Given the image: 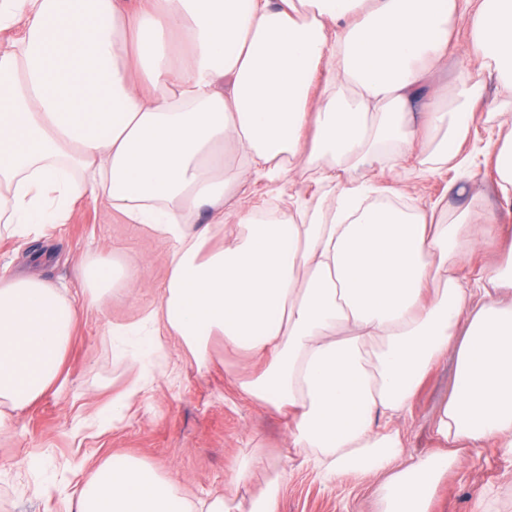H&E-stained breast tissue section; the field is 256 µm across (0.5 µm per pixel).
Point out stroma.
Returning a JSON list of instances; mask_svg holds the SVG:
<instances>
[{
    "instance_id": "35a3bbf8",
    "label": "stroma",
    "mask_w": 512,
    "mask_h": 512,
    "mask_svg": "<svg viewBox=\"0 0 512 512\" xmlns=\"http://www.w3.org/2000/svg\"><path fill=\"white\" fill-rule=\"evenodd\" d=\"M467 39L466 27H459L447 67L433 77L443 94L451 93L457 77L476 73L465 52ZM358 178L408 187L414 202L434 208L441 221L464 206L477 213L495 209L496 223L479 236L471 266L461 269L463 281H471V268L500 260L502 239L512 238V210L496 206L494 173L482 154L473 155L468 169L436 176L409 161L391 170L365 169ZM451 181L464 183L466 194H449ZM170 253V243L89 197L77 201L66 223L47 225L43 234L0 237V265L66 284L75 299L82 296L76 269L88 257L120 261L137 278L134 291L114 288L101 307L83 310L67 348L64 384L14 415L10 430L0 435V512H73L95 468L113 455L144 460L173 476L180 493L194 502L223 493L241 460L259 456L265 464L240 487L242 500L259 494L283 467L287 475L276 512H381L380 481L328 484L299 461H285L280 414L238 393L239 381L257 370V361L243 353L225 355L220 336L212 337L208 361L200 366L179 337L161 332L159 348L143 362L148 382L137 398L120 419L96 421L134 378L130 364L139 353L133 342L126 357L117 358L109 331L116 322H137L160 301ZM454 375L455 356L449 353L422 381L400 421L407 456L419 459L439 448L435 422ZM431 512H512V461L492 444L459 452L448 462Z\"/></svg>"
}]
</instances>
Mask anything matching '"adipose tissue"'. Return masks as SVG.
<instances>
[{
  "label": "adipose tissue",
  "instance_id": "obj_1",
  "mask_svg": "<svg viewBox=\"0 0 512 512\" xmlns=\"http://www.w3.org/2000/svg\"><path fill=\"white\" fill-rule=\"evenodd\" d=\"M467 19L466 53L501 94L481 152L512 205V0H0V230L60 223L83 196L111 201L172 246L160 302L140 326L180 336L196 360L211 337L259 370L238 385L288 416L289 446L327 483L383 477V512H429L452 448L495 444L512 458V241L505 262L458 277L474 250L461 210L368 204L367 165L417 155L435 173L479 121L481 82L459 103L432 82ZM325 168L336 192L263 219L251 178ZM224 227L208 248L199 213ZM67 287L0 266V433L63 383L81 303H102L123 264L94 258ZM456 354L438 418L442 449L412 460L396 421L433 361ZM284 471L247 506L195 504L150 464H101L77 512H276Z\"/></svg>",
  "mask_w": 512,
  "mask_h": 512
}]
</instances>
